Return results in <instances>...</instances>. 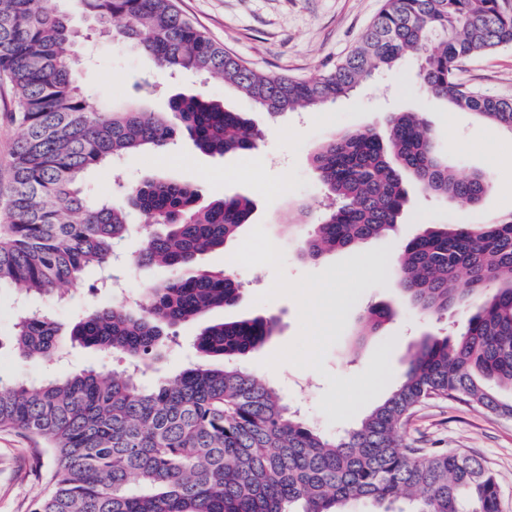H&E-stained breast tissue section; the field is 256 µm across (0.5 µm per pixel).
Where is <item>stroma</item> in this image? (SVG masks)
I'll return each mask as SVG.
<instances>
[{
	"mask_svg": "<svg viewBox=\"0 0 512 512\" xmlns=\"http://www.w3.org/2000/svg\"><path fill=\"white\" fill-rule=\"evenodd\" d=\"M382 0H178L180 11L225 50L250 67L273 76L307 79L330 70L356 46L379 11ZM415 58L397 70L379 73L367 85L318 111L270 117L218 78L173 80L144 54L106 38L94 45L91 62L77 77L91 106L121 109L138 102L148 112H163L171 95L201 92L246 113L260 130L255 150L245 156L206 155L180 137L168 149L138 152L92 168L87 191L110 197L116 182L137 184L171 174L203 186L205 199L243 194L255 208L238 237L226 248L202 257L212 269L233 272L238 303L209 313L212 321L272 316L278 331L238 363L278 390L320 431L334 435L355 426L400 380L410 346L426 334L461 329L469 316L459 310L440 319L408 309L391 267L402 246L423 225L457 220L455 205L413 191L394 234L354 250L319 259L304 258L299 241L282 230L289 211L306 205L318 220L327 201L325 186L312 164L311 151L325 138L344 131L380 126L390 112H413L434 133L436 153L459 176L489 175L491 188L474 224L512 212V133L450 108L419 90ZM467 86L486 94L512 97V45L462 62L457 71ZM16 104L9 82L0 78V199L10 181L12 151L18 136ZM276 242L280 258L268 260L263 247ZM167 269L143 266L112 282L89 269L75 283L60 288L59 302L0 290V376L38 382L97 367L122 371L118 356L67 344L55 364L23 358L9 342L18 317L53 307L61 329L87 311L125 303L165 278ZM390 304L398 313L373 336L358 338L361 314ZM201 322L178 326L175 337L144 372L150 386L182 372L199 359L196 339ZM407 444L417 448H453L479 457L496 475L500 512H512V417L456 402L421 407L407 428ZM54 464L42 443L12 429H0V512H32L37 495L51 488Z\"/></svg>",
	"mask_w": 512,
	"mask_h": 512,
	"instance_id": "stroma-1",
	"label": "stroma"
}]
</instances>
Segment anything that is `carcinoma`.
<instances>
[{
    "instance_id": "carcinoma-1",
    "label": "carcinoma",
    "mask_w": 512,
    "mask_h": 512,
    "mask_svg": "<svg viewBox=\"0 0 512 512\" xmlns=\"http://www.w3.org/2000/svg\"><path fill=\"white\" fill-rule=\"evenodd\" d=\"M90 20L73 29L56 0H0V73L17 100L9 223L0 225V286L53 296L89 268L112 264L141 211V265L169 276L132 307L86 313L70 339L119 353L136 368L163 350L169 331L234 306L229 270L200 264L241 232L253 201L231 195L199 204L203 189L169 177L117 184L127 207L93 200L88 171L132 152L159 150L178 136L210 155L251 152L260 134L242 112L179 94L167 112L99 111L76 81L77 46L117 35L172 75L214 76L273 116L333 104L408 56L427 94L512 132V98L481 93L456 76L458 64L512 44V14L500 0H383L358 45L327 72L300 80L259 72L186 19L175 0H75ZM331 202L307 225L301 254L318 259L394 231L408 184L477 208L490 190L480 172L460 177L436 155L425 123L410 112L379 128L333 135L311 155ZM421 313L440 317L480 300L456 336L413 345L402 381L354 428L329 437L290 410L281 394L235 360L277 332L273 317L215 321L199 333L200 358L151 388L135 372L84 369L37 385L0 377V428L44 441L55 469L34 512H499L497 478L474 455L404 448L402 433L428 400L477 405L512 417V213L485 224H425L392 267ZM397 310L369 308L361 332ZM61 327L35 312L11 342L32 360L59 354Z\"/></svg>"
}]
</instances>
